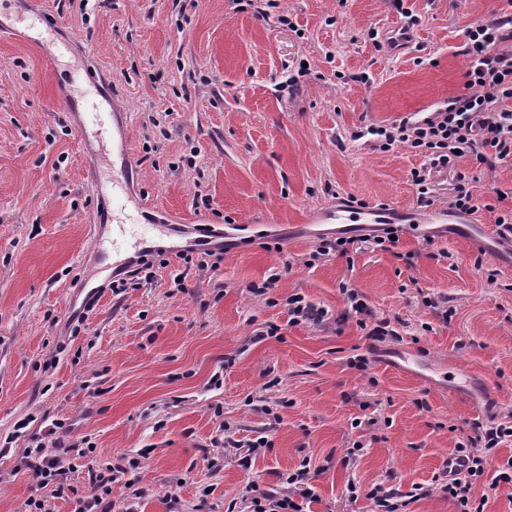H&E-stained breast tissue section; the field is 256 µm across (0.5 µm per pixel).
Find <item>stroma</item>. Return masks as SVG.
<instances>
[{
  "mask_svg": "<svg viewBox=\"0 0 512 512\" xmlns=\"http://www.w3.org/2000/svg\"><path fill=\"white\" fill-rule=\"evenodd\" d=\"M406 5L418 23L392 50L368 36L395 31L389 0H252L244 11L234 0H16V10L53 14L55 38L73 55L48 65L21 27L0 39V512H28L37 495L50 512H74L87 490L81 472L68 476L74 493L38 488L22 464L36 435L65 449L90 439L100 465L141 458L139 512H194L203 499L225 512L245 486H277L305 460L316 494L307 512H373V484L429 485L475 423L512 422V266L442 224L425 238L401 236L394 253L365 244L309 259L333 231L309 215L341 198L448 212L462 173L479 205L474 221L490 227L504 209L495 189H512V161L491 172L465 161L433 173L421 203L410 176L421 156L350 140L463 91L466 30L502 0ZM86 51L127 114L133 189L171 225L164 245L184 244L198 220L234 244L216 266L190 268L183 288L164 269L150 284L102 294L75 334V283L93 265L95 237H112L95 221V153L57 87L65 73L84 89ZM276 271L273 288L251 293ZM346 287L401 326L365 371L347 366L370 340L346 314ZM295 292L322 308L319 320L289 325L283 301ZM438 296L447 318L428 305ZM270 322L281 339L252 343ZM407 350L420 354L423 376L396 364ZM445 371L471 387L451 392ZM279 398L287 407L265 414ZM56 421L66 430L50 433ZM226 433L238 445L217 451L212 441ZM260 436L269 447L250 455Z\"/></svg>",
  "mask_w": 512,
  "mask_h": 512,
  "instance_id": "stroma-1",
  "label": "stroma"
}]
</instances>
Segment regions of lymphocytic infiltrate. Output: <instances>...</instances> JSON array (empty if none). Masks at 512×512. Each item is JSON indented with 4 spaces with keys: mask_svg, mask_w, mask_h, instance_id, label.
Wrapping results in <instances>:
<instances>
[{
    "mask_svg": "<svg viewBox=\"0 0 512 512\" xmlns=\"http://www.w3.org/2000/svg\"><path fill=\"white\" fill-rule=\"evenodd\" d=\"M464 54L467 58L466 90L444 99L431 112H416L388 125H366L354 132V139L369 138L374 149L388 152L397 147L412 150L423 157L420 168L411 172L418 201H428L433 192L432 172L457 168L470 160L485 170H494L512 159V0L495 17L473 22L466 32ZM170 264L165 250L153 256L141 255L130 261L125 271L115 274L109 284L112 293L122 294L154 279L157 269ZM345 296L356 323L368 337L378 342L399 337L390 319L377 317L364 297L355 290ZM512 441V428L499 423L483 427L473 446L456 445L453 456L461 468L455 473L439 471L433 486L447 493L456 512H485L487 496H476L475 486L488 480L490 488L512 486V458L506 464L490 468L498 448ZM24 465L43 485L63 494L62 459L58 449L37 442L27 449ZM139 462L88 467L89 491L77 498L75 512H112V486L124 483L132 498H139L132 471ZM308 466H300L282 477L275 491L247 488L240 502H229L227 512H305L304 504L314 496L309 484Z\"/></svg>",
    "mask_w": 512,
    "mask_h": 512,
    "instance_id": "f902f5d3",
    "label": "lymphocytic infiltrate"
}]
</instances>
